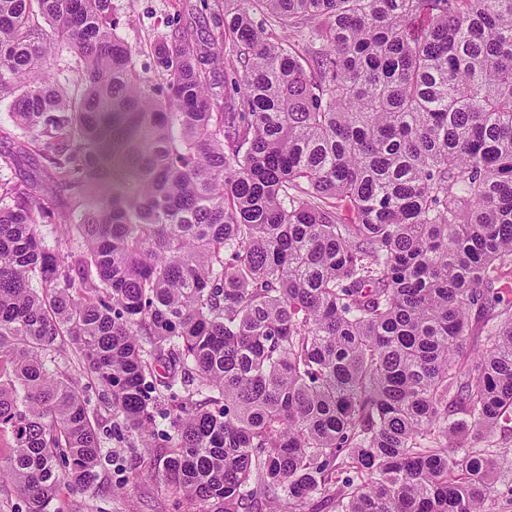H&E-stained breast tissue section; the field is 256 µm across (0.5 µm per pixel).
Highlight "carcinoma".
<instances>
[{
	"mask_svg": "<svg viewBox=\"0 0 512 512\" xmlns=\"http://www.w3.org/2000/svg\"><path fill=\"white\" fill-rule=\"evenodd\" d=\"M217 26L222 81L196 25L141 63L112 0H0V101L45 162L0 179V478L25 512L94 496L107 407L164 428L194 512L512 500V0H224Z\"/></svg>",
	"mask_w": 512,
	"mask_h": 512,
	"instance_id": "carcinoma-1",
	"label": "carcinoma"
}]
</instances>
